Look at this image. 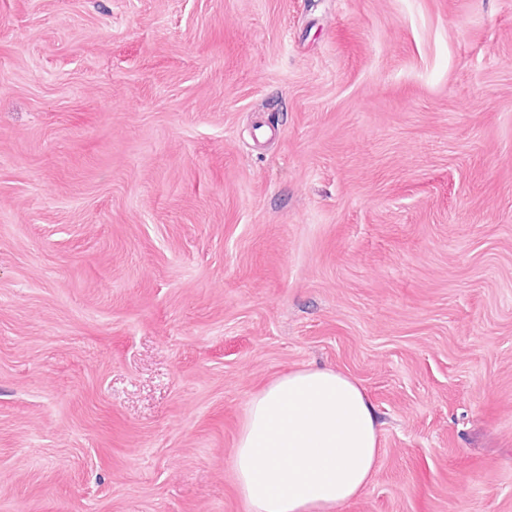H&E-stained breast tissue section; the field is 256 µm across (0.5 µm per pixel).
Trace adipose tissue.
Segmentation results:
<instances>
[{"label":"adipose tissue","instance_id":"obj_1","mask_svg":"<svg viewBox=\"0 0 512 512\" xmlns=\"http://www.w3.org/2000/svg\"><path fill=\"white\" fill-rule=\"evenodd\" d=\"M379 456L363 388L342 372L307 368L253 395L233 465L251 512H334L369 484Z\"/></svg>","mask_w":512,"mask_h":512}]
</instances>
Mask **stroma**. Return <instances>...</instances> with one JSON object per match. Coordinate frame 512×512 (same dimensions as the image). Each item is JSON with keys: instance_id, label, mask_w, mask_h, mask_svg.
<instances>
[{"instance_id": "obj_1", "label": "stroma", "mask_w": 512, "mask_h": 512, "mask_svg": "<svg viewBox=\"0 0 512 512\" xmlns=\"http://www.w3.org/2000/svg\"><path fill=\"white\" fill-rule=\"evenodd\" d=\"M318 366L335 512H512V0H0V512H250ZM380 451L363 388L307 368L253 395L233 465L251 512H332L369 484Z\"/></svg>"}]
</instances>
